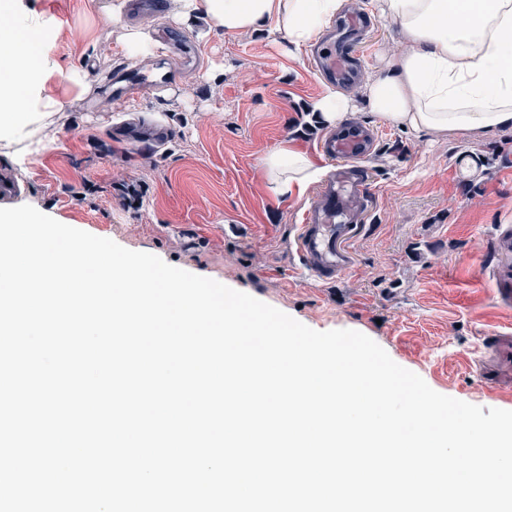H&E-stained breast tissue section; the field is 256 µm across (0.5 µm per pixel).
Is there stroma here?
Masks as SVG:
<instances>
[{"label":"stroma","mask_w":512,"mask_h":512,"mask_svg":"<svg viewBox=\"0 0 512 512\" xmlns=\"http://www.w3.org/2000/svg\"><path fill=\"white\" fill-rule=\"evenodd\" d=\"M41 14L40 43L58 64L49 81L66 95L40 151H0V176L24 204L68 226L245 292L317 331L351 329L378 343L436 392L512 410L476 366L489 331L512 333V306L496 296L504 267L499 234L512 225V129L479 139L419 137L369 111L364 81L411 44L397 23L355 6L369 27L354 49L356 79L344 125L375 134L361 165L367 208L350 248L353 268L326 285L302 271L292 244L315 198L276 196L262 168L286 139L319 157L327 136L307 111L329 89L310 64L267 32H210L203 18L166 14L137 23L157 43H182L187 64L159 91L107 103L114 71L131 60L120 23L85 0H24ZM90 87L80 93L79 84Z\"/></svg>","instance_id":"obj_1"}]
</instances>
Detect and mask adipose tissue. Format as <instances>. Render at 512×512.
Segmentation results:
<instances>
[{
    "instance_id": "adipose-tissue-1",
    "label": "adipose tissue",
    "mask_w": 512,
    "mask_h": 512,
    "mask_svg": "<svg viewBox=\"0 0 512 512\" xmlns=\"http://www.w3.org/2000/svg\"><path fill=\"white\" fill-rule=\"evenodd\" d=\"M395 20L409 51L391 57L365 86L370 111L421 137L483 135L512 128V0H372ZM341 0H170L169 16L204 18L232 35L270 27L295 50L318 41ZM43 21L23 0H0V149L41 143L65 102L48 82L56 60L39 49ZM273 192L302 197L323 169L282 142L262 160Z\"/></svg>"
}]
</instances>
